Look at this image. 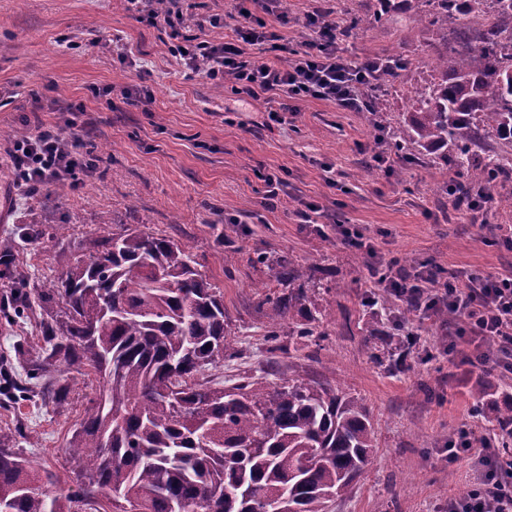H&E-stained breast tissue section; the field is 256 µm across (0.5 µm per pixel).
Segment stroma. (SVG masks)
<instances>
[{
  "label": "stroma",
  "mask_w": 512,
  "mask_h": 512,
  "mask_svg": "<svg viewBox=\"0 0 512 512\" xmlns=\"http://www.w3.org/2000/svg\"><path fill=\"white\" fill-rule=\"evenodd\" d=\"M234 0H185L190 34L224 40L207 24ZM344 53L355 61L395 55L413 61L403 80L381 88L383 112H348L309 99L286 124L232 90L189 77L165 29L142 22L126 0H0V238L20 249L0 267V308L21 284L57 270L59 244L50 226L67 219V240L95 252L121 226L132 225L187 245L197 268L224 293L233 353L205 379L232 384L241 375L328 382L368 406L374 424L372 463L330 512H448L450 498L474 485L476 459L447 460L460 429L485 433L474 416L479 388L512 395V377L480 370L479 350L457 337V321L416 319L418 336L365 335L368 297L380 293L374 270L389 261L410 274L440 268L445 279L464 273L512 271V214L499 198L512 181L485 191L476 217L459 215L438 183L446 171L430 158L377 165V122L393 124L412 111L410 87L432 73L441 32L428 20L409 24L394 10L385 23L348 31ZM129 89L131 98L121 96ZM150 101H139L141 92ZM74 120L75 134L95 146L99 166L81 184H51L26 196L13 182L8 140L31 136L38 124ZM282 180L268 200L263 174ZM316 205L310 223L299 213ZM287 253L320 263L340 282L324 306V333L309 339L265 335L257 308L286 289L257 264L261 254ZM35 319L0 317V360L40 345ZM404 352L402 368L384 360ZM94 375L71 373L63 406L35 397L0 406V434L34 463L55 471L62 487L75 483L65 450L91 397Z\"/></svg>",
  "instance_id": "obj_1"
}]
</instances>
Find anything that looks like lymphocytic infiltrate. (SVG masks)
I'll return each mask as SVG.
<instances>
[{
	"instance_id": "lymphocytic-infiltrate-1",
	"label": "lymphocytic infiltrate",
	"mask_w": 512,
	"mask_h": 512,
	"mask_svg": "<svg viewBox=\"0 0 512 512\" xmlns=\"http://www.w3.org/2000/svg\"><path fill=\"white\" fill-rule=\"evenodd\" d=\"M141 20L169 28L174 42L172 51L190 75L210 82L233 76L236 94L256 102L280 99L278 109L268 112L272 121H280L290 101L309 98L336 103L353 112L363 111L366 97L373 89L376 59L353 64L343 53L340 40L344 27L333 18L331 10L316 9L305 15L311 33L304 49L291 48L266 23L267 17L287 22L284 0H261L262 17L247 19L233 27L230 39L214 42L194 36L183 37L181 30L188 18L182 8L158 15L146 0H129ZM258 53L279 51L288 63L278 66L246 59V47ZM17 186L28 195H36L48 185L61 180L80 182L94 172L96 162L80 139L63 138L58 127L40 126L36 135L14 140L7 149ZM424 282L431 284L426 317H435L440 308L452 310L474 338L495 341L499 354L492 365L500 373L512 374V274L484 276L469 273L449 284L438 283L433 272H426ZM482 474L477 484L448 502V512H512V465L500 463L493 444L479 449Z\"/></svg>"
}]
</instances>
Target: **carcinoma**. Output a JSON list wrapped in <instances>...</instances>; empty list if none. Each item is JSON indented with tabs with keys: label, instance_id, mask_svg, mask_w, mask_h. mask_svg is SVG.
<instances>
[{
	"label": "carcinoma",
	"instance_id": "cac0c4a2",
	"mask_svg": "<svg viewBox=\"0 0 512 512\" xmlns=\"http://www.w3.org/2000/svg\"><path fill=\"white\" fill-rule=\"evenodd\" d=\"M408 21L428 15L447 47L434 78L412 87L414 111L393 127L392 144L415 158L440 151L441 169L473 188L512 177V156H478L490 141L512 146V0H406ZM412 62L389 56L378 78L400 77ZM258 263L288 286L270 306L266 335L282 322L302 338L323 335L320 300L339 284L288 256ZM392 294L369 301L377 334ZM39 308L44 345L18 352L27 379L65 399V375L84 368L99 379L76 424L69 464L77 489L38 468L0 435V512H329L371 463L374 429L362 399L324 382L242 377L208 385L198 375L232 348L224 294L169 237L122 228L89 255L63 248L58 271L37 301L24 290L13 317ZM6 401L33 388L3 368Z\"/></svg>",
	"mask_w": 512,
	"mask_h": 512
}]
</instances>
